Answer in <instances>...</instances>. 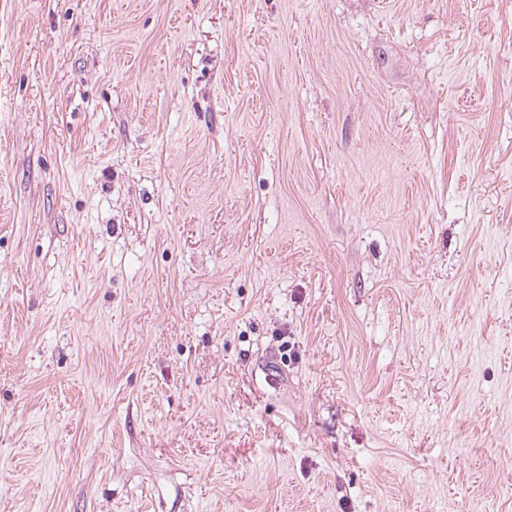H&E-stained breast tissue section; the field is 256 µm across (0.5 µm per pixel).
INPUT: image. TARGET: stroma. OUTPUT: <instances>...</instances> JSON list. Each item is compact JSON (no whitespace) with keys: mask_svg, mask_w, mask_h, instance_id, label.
Wrapping results in <instances>:
<instances>
[{"mask_svg":"<svg viewBox=\"0 0 512 512\" xmlns=\"http://www.w3.org/2000/svg\"><path fill=\"white\" fill-rule=\"evenodd\" d=\"M512 512V0H0V512Z\"/></svg>","mask_w":512,"mask_h":512,"instance_id":"35a3bbf8","label":"stroma"}]
</instances>
